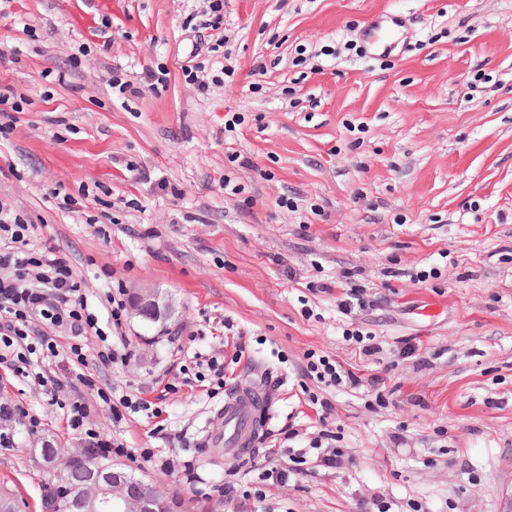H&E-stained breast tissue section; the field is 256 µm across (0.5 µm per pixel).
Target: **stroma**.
Listing matches in <instances>:
<instances>
[{
    "label": "stroma",
    "instance_id": "35a3bbf8",
    "mask_svg": "<svg viewBox=\"0 0 512 512\" xmlns=\"http://www.w3.org/2000/svg\"><path fill=\"white\" fill-rule=\"evenodd\" d=\"M223 3L216 15L207 0H0V87L26 98L0 142V201L27 212L31 245L66 260L93 310L121 285L159 289L178 311L164 328L125 315L130 354L114 363L92 336L74 367L72 336L50 330L59 354L43 370L71 396L93 395L71 383L78 370L113 398L151 402L156 415L119 421L99 403L89 421L177 512H500L512 493V0ZM383 11L402 16L405 43L373 59L359 35ZM189 63L207 90L186 81ZM160 66L170 81L154 91L146 75ZM116 69L139 95L117 100ZM60 184L88 191L82 213L56 209ZM352 290L365 309L345 310ZM188 352L223 360L222 394H207ZM311 354L384 376L385 405L368 384L307 378ZM250 387L268 395L264 428L238 456L210 438L226 396ZM0 402L41 421L0 446V484L43 512L52 477L33 448L86 442L6 362ZM335 448L340 464L323 465ZM270 466L287 480L267 479Z\"/></svg>",
    "mask_w": 512,
    "mask_h": 512
}]
</instances>
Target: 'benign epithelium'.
Returning a JSON list of instances; mask_svg holds the SVG:
<instances>
[{"label":"benign epithelium","mask_w":512,"mask_h":512,"mask_svg":"<svg viewBox=\"0 0 512 512\" xmlns=\"http://www.w3.org/2000/svg\"><path fill=\"white\" fill-rule=\"evenodd\" d=\"M131 314L140 319L167 324L176 314V307L167 295L144 288L134 293ZM134 480L130 474L116 467L97 465L92 469L89 483L70 490L77 512H160L158 508L161 490L152 479H139L143 495L129 503L123 487Z\"/></svg>","instance_id":"7a95c632"}]
</instances>
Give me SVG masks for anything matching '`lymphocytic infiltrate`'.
Wrapping results in <instances>:
<instances>
[{
    "instance_id": "lymphocytic-infiltrate-1",
    "label": "lymphocytic infiltrate",
    "mask_w": 512,
    "mask_h": 512,
    "mask_svg": "<svg viewBox=\"0 0 512 512\" xmlns=\"http://www.w3.org/2000/svg\"><path fill=\"white\" fill-rule=\"evenodd\" d=\"M28 216L0 204V362L26 373L33 356L48 358L58 349L45 328H67L77 337L99 338L98 357L108 363L121 351L109 344L67 262L31 247Z\"/></svg>"
}]
</instances>
